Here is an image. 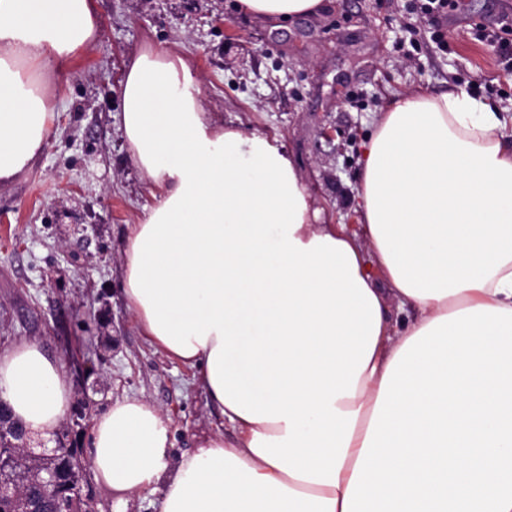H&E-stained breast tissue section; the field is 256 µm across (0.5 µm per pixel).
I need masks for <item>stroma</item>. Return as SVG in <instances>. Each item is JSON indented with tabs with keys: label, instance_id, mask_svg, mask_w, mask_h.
Masks as SVG:
<instances>
[{
	"label": "stroma",
	"instance_id": "obj_1",
	"mask_svg": "<svg viewBox=\"0 0 512 512\" xmlns=\"http://www.w3.org/2000/svg\"><path fill=\"white\" fill-rule=\"evenodd\" d=\"M408 2L326 0L316 14L279 21L234 0H97L102 37L57 77L45 149L0 186V348L39 341L68 366L70 405L87 417L127 396L152 403L168 422L172 459L213 433L233 443L194 369L155 350L123 300L122 241L150 201L119 131L124 65L146 43L187 56L210 110L282 141L325 218L349 224L362 145L388 100L462 89L512 116V76L473 30L512 14V0H468L449 13L444 50L425 30L410 43ZM93 491L100 512H160L163 497Z\"/></svg>",
	"mask_w": 512,
	"mask_h": 512
}]
</instances>
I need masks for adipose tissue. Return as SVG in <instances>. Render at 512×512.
<instances>
[{
    "label": "adipose tissue",
    "mask_w": 512,
    "mask_h": 512,
    "mask_svg": "<svg viewBox=\"0 0 512 512\" xmlns=\"http://www.w3.org/2000/svg\"><path fill=\"white\" fill-rule=\"evenodd\" d=\"M324 0H237L291 20ZM95 0H0V185L28 170L56 120L45 73L100 38ZM507 121L465 91L387 104L364 145L361 236L327 222L284 143L216 120L179 52L143 45L122 80L121 136L152 202L123 243V293L141 334L197 371L237 431L171 464L153 404L96 416V482L162 488L161 512H343L389 363L436 318L512 309ZM410 308L394 323L392 308ZM63 361L38 342L0 350V403L29 435L60 425Z\"/></svg>",
    "instance_id": "adipose-tissue-1"
}]
</instances>
